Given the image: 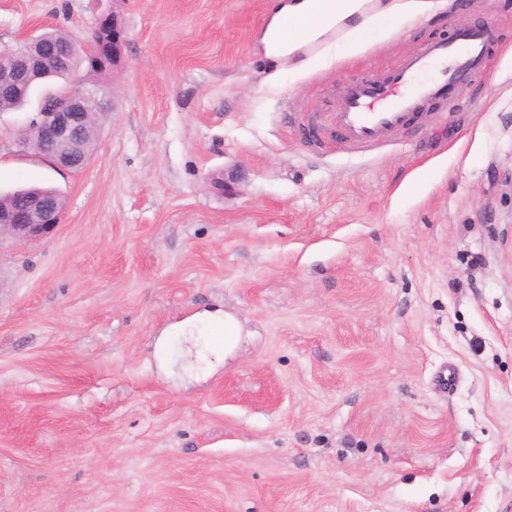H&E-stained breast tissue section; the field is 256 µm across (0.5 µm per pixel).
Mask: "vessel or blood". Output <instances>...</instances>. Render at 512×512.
Returning a JSON list of instances; mask_svg holds the SVG:
<instances>
[{"label": "vessel or blood", "mask_w": 512, "mask_h": 512, "mask_svg": "<svg viewBox=\"0 0 512 512\" xmlns=\"http://www.w3.org/2000/svg\"><path fill=\"white\" fill-rule=\"evenodd\" d=\"M493 41L489 25L461 28L452 38L421 46L387 79L354 81L336 114V125L348 145L380 144L414 114L453 99L459 88L486 70Z\"/></svg>", "instance_id": "vessel-or-blood-1"}]
</instances>
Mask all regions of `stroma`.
I'll return each mask as SVG.
<instances>
[{
	"label": "stroma",
	"mask_w": 512,
	"mask_h": 512,
	"mask_svg": "<svg viewBox=\"0 0 512 512\" xmlns=\"http://www.w3.org/2000/svg\"><path fill=\"white\" fill-rule=\"evenodd\" d=\"M273 2L122 0L81 171L0 112V192L66 197L51 237L0 239V512H512V0L298 76L255 47ZM474 22L498 43L454 107L344 147L349 82ZM93 24L0 0V52ZM212 315L238 339L189 365L176 327Z\"/></svg>",
	"instance_id": "1"
}]
</instances>
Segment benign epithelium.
Masks as SVG:
<instances>
[{"label": "benign epithelium", "mask_w": 512, "mask_h": 512, "mask_svg": "<svg viewBox=\"0 0 512 512\" xmlns=\"http://www.w3.org/2000/svg\"><path fill=\"white\" fill-rule=\"evenodd\" d=\"M121 0H94L98 11L94 30L111 35L110 45L102 49V42L92 40L85 47L88 66L71 77L68 88L55 103L39 106L29 113L27 122L41 130L47 148L25 146L22 151L37 157L48 156L55 166L71 171L84 168L89 162L85 134L90 112H107L109 97L102 79L117 71L123 58L124 28L115 8ZM14 62L0 68V95L8 96L44 77L49 60L59 58L54 44L38 35L22 40L20 48L11 52ZM63 214L54 200L35 197L24 201L15 211L0 214V238L8 236L20 241H36L52 235L62 223Z\"/></svg>", "instance_id": "benign-epithelium-1"}]
</instances>
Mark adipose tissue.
<instances>
[{
    "label": "adipose tissue",
    "instance_id": "ef3b65f1",
    "mask_svg": "<svg viewBox=\"0 0 512 512\" xmlns=\"http://www.w3.org/2000/svg\"><path fill=\"white\" fill-rule=\"evenodd\" d=\"M365 2L281 0L259 33L258 46L266 58L298 74L342 56L359 55L369 43L387 40L447 5V0H379L368 12ZM312 41L320 43V52L308 50Z\"/></svg>",
    "mask_w": 512,
    "mask_h": 512
}]
</instances>
